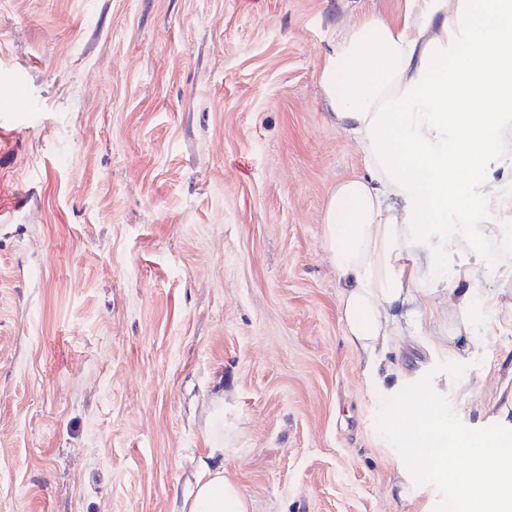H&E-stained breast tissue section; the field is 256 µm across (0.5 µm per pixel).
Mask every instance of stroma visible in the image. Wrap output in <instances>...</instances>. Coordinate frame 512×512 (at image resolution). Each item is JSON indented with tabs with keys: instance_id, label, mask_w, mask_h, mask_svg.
<instances>
[{
	"instance_id": "1",
	"label": "stroma",
	"mask_w": 512,
	"mask_h": 512,
	"mask_svg": "<svg viewBox=\"0 0 512 512\" xmlns=\"http://www.w3.org/2000/svg\"><path fill=\"white\" fill-rule=\"evenodd\" d=\"M414 0H0V512H187L224 430L253 512H436L397 484L323 216L362 168L319 68ZM388 362L512 430V279Z\"/></svg>"
}]
</instances>
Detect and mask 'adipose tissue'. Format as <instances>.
<instances>
[{"label": "adipose tissue", "instance_id": "1", "mask_svg": "<svg viewBox=\"0 0 512 512\" xmlns=\"http://www.w3.org/2000/svg\"><path fill=\"white\" fill-rule=\"evenodd\" d=\"M330 119L350 135L363 170L328 200L323 246L336 271L347 343L376 372L419 305L448 295V350L468 341L476 264L512 274L486 238L512 211V0H421L389 21L346 25L320 67ZM472 265L443 276L449 218ZM189 512H250L223 469L204 467Z\"/></svg>", "mask_w": 512, "mask_h": 512}]
</instances>
